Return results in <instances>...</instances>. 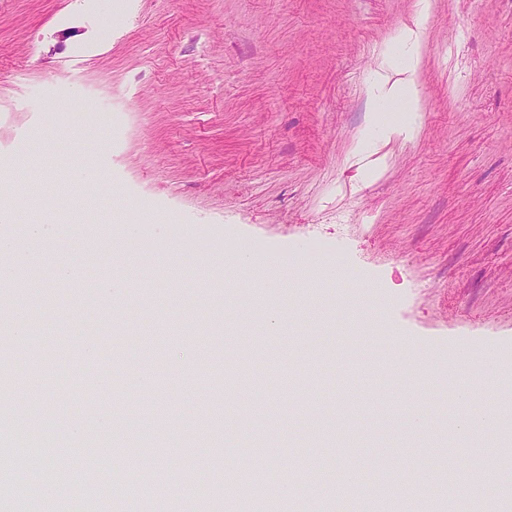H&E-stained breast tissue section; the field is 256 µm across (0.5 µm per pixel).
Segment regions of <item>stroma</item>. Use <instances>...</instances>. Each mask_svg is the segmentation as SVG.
Listing matches in <instances>:
<instances>
[{
    "mask_svg": "<svg viewBox=\"0 0 512 512\" xmlns=\"http://www.w3.org/2000/svg\"><path fill=\"white\" fill-rule=\"evenodd\" d=\"M0 0V204L55 238L26 265L44 466L99 436L163 428L170 468L224 481L226 430L251 467L445 478L449 376L487 350L512 370V0ZM418 28L412 134L376 122L375 72ZM93 162L99 176L75 181ZM288 252L294 288L225 283L224 251ZM340 254L344 277L319 259ZM120 286L119 316L76 299ZM356 305L359 322L332 302ZM286 306L270 333L263 309ZM376 339H364L363 328ZM315 332L310 357L294 337ZM98 357L83 359L84 340ZM136 340L151 390L124 384ZM424 375L399 392L394 363ZM484 374L471 407L512 415ZM434 421L411 435L404 397Z\"/></svg>",
    "mask_w": 512,
    "mask_h": 512,
    "instance_id": "stroma-1",
    "label": "stroma"
}]
</instances>
